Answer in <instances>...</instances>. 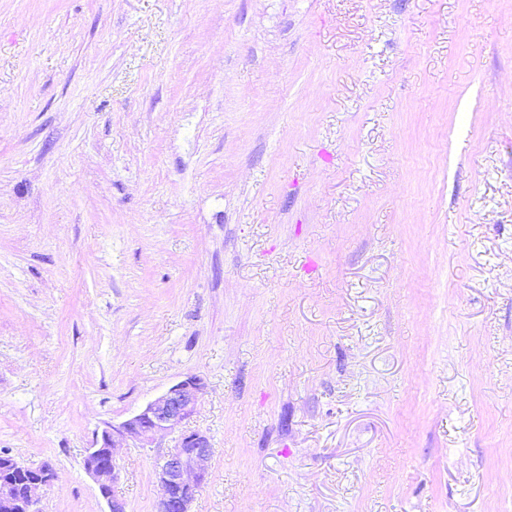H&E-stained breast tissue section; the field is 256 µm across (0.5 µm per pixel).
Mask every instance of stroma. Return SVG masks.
<instances>
[{
	"instance_id": "1",
	"label": "stroma",
	"mask_w": 512,
	"mask_h": 512,
	"mask_svg": "<svg viewBox=\"0 0 512 512\" xmlns=\"http://www.w3.org/2000/svg\"><path fill=\"white\" fill-rule=\"evenodd\" d=\"M189 375L192 512H512V0H0V452Z\"/></svg>"
}]
</instances>
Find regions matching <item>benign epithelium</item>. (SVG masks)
Segmentation results:
<instances>
[{
	"label": "benign epithelium",
	"instance_id": "benign-epithelium-1",
	"mask_svg": "<svg viewBox=\"0 0 512 512\" xmlns=\"http://www.w3.org/2000/svg\"><path fill=\"white\" fill-rule=\"evenodd\" d=\"M203 387L200 377L189 376L120 424L102 431L100 440L89 449L84 467L97 484L108 512H126L125 501L116 492L118 473L114 448L129 439L151 444L157 437L183 424L195 413ZM212 454V444L205 433L186 430L181 434L156 472L161 491L158 512H191V504L206 483ZM13 465L28 474V479L18 494L11 481L0 478V512H37L40 491L55 478L53 466L43 462L34 468L17 461Z\"/></svg>",
	"mask_w": 512,
	"mask_h": 512
}]
</instances>
